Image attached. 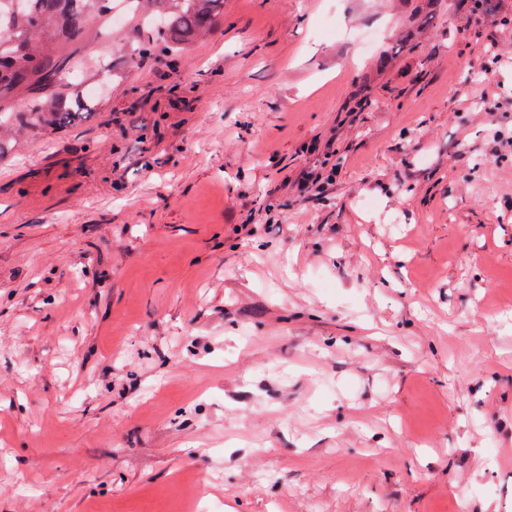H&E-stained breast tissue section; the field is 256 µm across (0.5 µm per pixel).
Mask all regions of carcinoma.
<instances>
[{
  "instance_id": "cac0c4a2",
  "label": "carcinoma",
  "mask_w": 512,
  "mask_h": 512,
  "mask_svg": "<svg viewBox=\"0 0 512 512\" xmlns=\"http://www.w3.org/2000/svg\"><path fill=\"white\" fill-rule=\"evenodd\" d=\"M131 8L152 21L132 29L125 67L112 68L111 78L122 84L126 68L148 56L176 59L206 41L224 19V0H130ZM112 0H0V95L26 93L21 109H3L0 119V163L18 137L60 133L78 125L101 104L90 94V74L75 77L92 58L73 60L69 46L87 28L108 35Z\"/></svg>"
}]
</instances>
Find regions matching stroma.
<instances>
[{
    "label": "stroma",
    "instance_id": "35a3bbf8",
    "mask_svg": "<svg viewBox=\"0 0 512 512\" xmlns=\"http://www.w3.org/2000/svg\"><path fill=\"white\" fill-rule=\"evenodd\" d=\"M511 14L224 0L178 66L100 74L89 121L16 148L0 512H512ZM331 136L327 201L294 204ZM272 198L289 228L237 242Z\"/></svg>",
    "mask_w": 512,
    "mask_h": 512
}]
</instances>
